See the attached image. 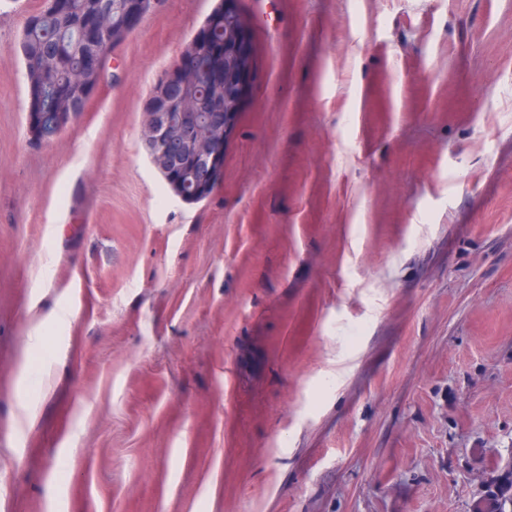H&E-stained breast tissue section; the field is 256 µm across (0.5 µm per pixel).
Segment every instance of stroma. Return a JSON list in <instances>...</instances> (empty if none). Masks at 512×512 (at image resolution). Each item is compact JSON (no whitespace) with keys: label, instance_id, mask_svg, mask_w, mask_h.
Masks as SVG:
<instances>
[{"label":"stroma","instance_id":"35a3bbf8","mask_svg":"<svg viewBox=\"0 0 512 512\" xmlns=\"http://www.w3.org/2000/svg\"><path fill=\"white\" fill-rule=\"evenodd\" d=\"M216 4L164 0L48 144L0 58V512L512 502V0H235L188 205L142 114ZM217 15H224V23L210 28L209 40L215 45L224 42V92L221 94L216 90L203 100L183 94L168 105L167 112H143V148L147 158L156 170L169 176H187V180L183 177L176 182L159 172L169 190L175 196H182V201L189 205L209 199L213 190L206 193L219 183L224 168L225 133L233 113L237 112V102L231 93L235 77L233 57L229 50H225L229 41L228 34L224 37L226 30L232 34L230 42L234 46L239 79L246 78L253 55L250 31L233 12L224 14V0L201 29ZM186 181V184H192L195 194L188 191Z\"/></svg>","mask_w":512,"mask_h":512}]
</instances>
